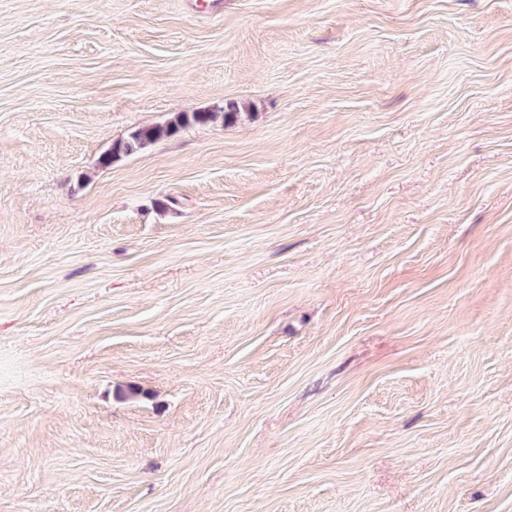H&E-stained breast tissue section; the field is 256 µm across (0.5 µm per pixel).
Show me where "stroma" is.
I'll use <instances>...</instances> for the list:
<instances>
[{
	"label": "stroma",
	"mask_w": 512,
	"mask_h": 512,
	"mask_svg": "<svg viewBox=\"0 0 512 512\" xmlns=\"http://www.w3.org/2000/svg\"><path fill=\"white\" fill-rule=\"evenodd\" d=\"M0 512H512V0H0ZM239 114L238 106L234 102H230L208 111L176 113L169 122L163 125L137 127L126 138L118 140L112 145V148L102 156L100 165L102 167L110 166L113 159L142 151L160 140L177 135L187 127L217 122H222L224 125L233 124L237 121Z\"/></svg>",
	"instance_id": "1"
}]
</instances>
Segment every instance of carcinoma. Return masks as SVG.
I'll use <instances>...</instances> for the list:
<instances>
[{
    "mask_svg": "<svg viewBox=\"0 0 512 512\" xmlns=\"http://www.w3.org/2000/svg\"><path fill=\"white\" fill-rule=\"evenodd\" d=\"M238 116V106L233 102L208 111L178 112L163 125L138 127L131 131L126 138L116 141L112 148L102 156L100 165L107 167L112 164V160L122 155L142 151L160 140L177 135L187 127L217 122L230 125L237 121Z\"/></svg>",
    "mask_w": 512,
    "mask_h": 512,
    "instance_id": "1",
    "label": "carcinoma"
}]
</instances>
